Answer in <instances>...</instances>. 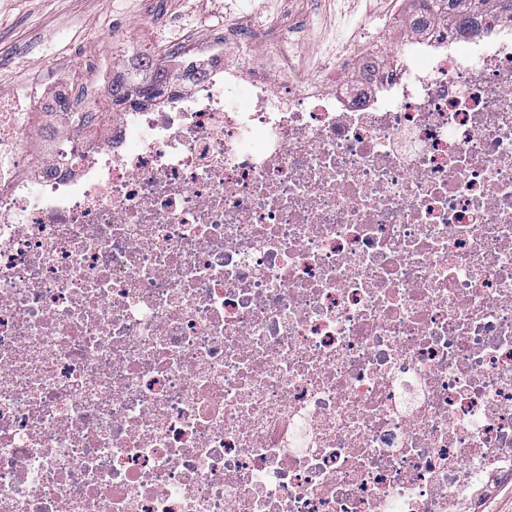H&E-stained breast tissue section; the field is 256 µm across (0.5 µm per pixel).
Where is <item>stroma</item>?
<instances>
[{"instance_id": "35a3bbf8", "label": "stroma", "mask_w": 512, "mask_h": 512, "mask_svg": "<svg viewBox=\"0 0 512 512\" xmlns=\"http://www.w3.org/2000/svg\"><path fill=\"white\" fill-rule=\"evenodd\" d=\"M338 6L336 0H285L305 31L303 67L319 65ZM236 11L237 0H0V89L13 94L23 112L31 88L52 83L61 71L94 65L110 34L160 55L168 42L205 37ZM159 16L170 18V25L154 26Z\"/></svg>"}]
</instances>
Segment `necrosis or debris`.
<instances>
[{"label":"necrosis or debris","instance_id":"4bbe7bcc","mask_svg":"<svg viewBox=\"0 0 512 512\" xmlns=\"http://www.w3.org/2000/svg\"><path fill=\"white\" fill-rule=\"evenodd\" d=\"M315 76L249 5L158 100L0 92V512H477L512 483V21Z\"/></svg>","mask_w":512,"mask_h":512}]
</instances>
